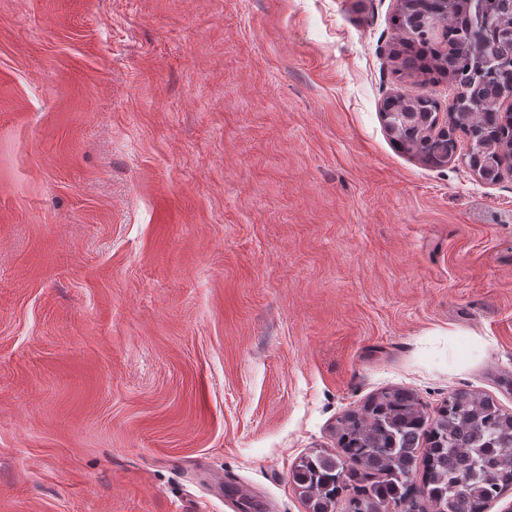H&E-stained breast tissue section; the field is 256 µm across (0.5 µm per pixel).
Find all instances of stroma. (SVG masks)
Here are the masks:
<instances>
[{"mask_svg": "<svg viewBox=\"0 0 512 512\" xmlns=\"http://www.w3.org/2000/svg\"><path fill=\"white\" fill-rule=\"evenodd\" d=\"M396 0H0V512H308L391 387L512 412V174L398 149Z\"/></svg>", "mask_w": 512, "mask_h": 512, "instance_id": "obj_1", "label": "stroma"}]
</instances>
